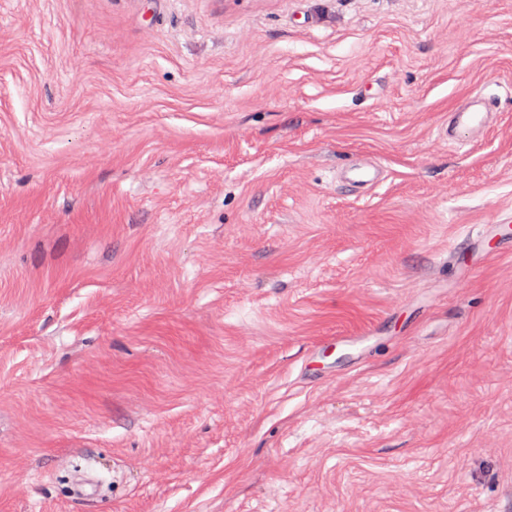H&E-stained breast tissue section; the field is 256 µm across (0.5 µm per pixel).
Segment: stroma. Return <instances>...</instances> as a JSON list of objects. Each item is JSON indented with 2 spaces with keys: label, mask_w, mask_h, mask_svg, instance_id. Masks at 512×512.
<instances>
[{
  "label": "stroma",
  "mask_w": 512,
  "mask_h": 512,
  "mask_svg": "<svg viewBox=\"0 0 512 512\" xmlns=\"http://www.w3.org/2000/svg\"><path fill=\"white\" fill-rule=\"evenodd\" d=\"M486 224L512 0H0V512H512ZM482 106L486 112L492 111L493 105L490 100L483 98ZM486 112H467L466 110L454 112L456 115L454 132L457 127L470 128L471 130L482 128L486 123Z\"/></svg>",
  "instance_id": "35a3bbf8"
}]
</instances>
